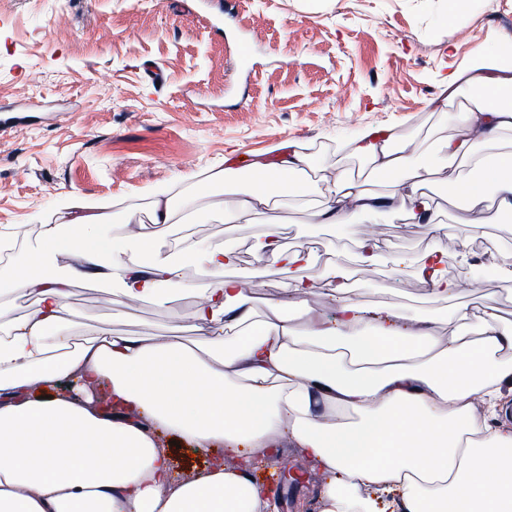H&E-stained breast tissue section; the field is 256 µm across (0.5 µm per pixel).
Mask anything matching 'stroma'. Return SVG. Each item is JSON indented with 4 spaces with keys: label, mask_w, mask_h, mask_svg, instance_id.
<instances>
[{
    "label": "stroma",
    "mask_w": 512,
    "mask_h": 512,
    "mask_svg": "<svg viewBox=\"0 0 512 512\" xmlns=\"http://www.w3.org/2000/svg\"><path fill=\"white\" fill-rule=\"evenodd\" d=\"M508 40L512 0H472L453 16L448 0H237L230 10L224 0H0V226L35 238L29 216L59 223L55 202L68 194L109 201L113 224H145L152 190L183 199L216 167L233 169L239 186L251 189V161L277 162L289 141L314 160L311 191L288 199L280 228L286 244L315 257L301 272L316 290L311 305L331 312L320 274L335 262L350 273L361 304L398 305L434 319L443 335L454 308L488 299L512 320V279L496 273L512 259V216L475 227L440 181L427 192L448 226L441 240L394 214L351 225L311 216L322 175L336 168L370 192L393 190V176L343 150L360 131L390 128L415 141L418 162L433 161L438 141L456 132L433 104L445 78ZM264 230L255 214L231 224L210 214L171 225L167 237L224 242L245 266ZM362 237L384 247L368 268L357 257ZM438 245L448 250L449 279L460 285L447 300L429 296L414 270ZM111 289L75 287L72 327L92 322L147 336L177 330L195 340L185 316L196 297L175 296L160 308L112 302ZM258 478L278 499L269 512H320L325 477L295 445L283 446Z\"/></svg>",
    "instance_id": "35a3bbf8"
}]
</instances>
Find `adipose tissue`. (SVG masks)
I'll return each mask as SVG.
<instances>
[{
	"label": "adipose tissue",
	"instance_id": "ef3b65f1",
	"mask_svg": "<svg viewBox=\"0 0 512 512\" xmlns=\"http://www.w3.org/2000/svg\"><path fill=\"white\" fill-rule=\"evenodd\" d=\"M463 93L468 107L449 112ZM507 93L512 43L496 59L450 75L436 101L463 130L438 150L447 167L471 172L447 185L474 224L512 214V148L498 143L512 129ZM349 148L393 176L396 190L371 196L346 171H329L317 223L359 224L397 211L445 236L423 191L439 169L418 163L414 144L368 130ZM312 164L288 144L277 163L252 162L250 193L213 194L225 179L218 171L192 197L231 223L273 196L303 195ZM56 208L60 223L40 225L26 262L0 265V512H260L270 491L253 473L288 441L329 477L323 512H512V431L486 419L512 383V325L502 323L495 304L456 309L453 329L439 336L394 309H365L353 300L346 271L329 265L322 276L334 285L333 317L307 304L300 283L281 288L269 315L256 321L253 287L310 262L282 243L276 227L256 245L272 263L242 267L224 244L204 249L187 237L166 239L163 229L179 213L167 191L153 196L150 224L134 232H104V202L65 196ZM138 251L148 263L131 262ZM65 257L74 263L63 269ZM187 265L214 279L186 316L195 344L89 325L76 342L65 330L76 285L105 280L116 301L151 298L161 306L167 293L193 292L180 277ZM447 265L441 248L420 257L430 294L458 292L444 275ZM19 294L35 304L14 318L4 302ZM101 388L110 410L94 404ZM164 432L233 463L178 479L158 440Z\"/></svg>",
	"mask_w": 512,
	"mask_h": 512
}]
</instances>
